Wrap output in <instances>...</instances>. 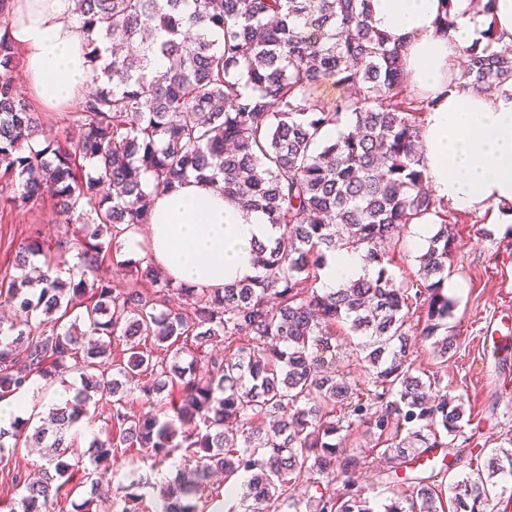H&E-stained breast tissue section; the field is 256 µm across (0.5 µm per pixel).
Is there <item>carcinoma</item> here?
I'll list each match as a JSON object with an SVG mask.
<instances>
[{
    "instance_id": "carcinoma-1",
    "label": "carcinoma",
    "mask_w": 512,
    "mask_h": 512,
    "mask_svg": "<svg viewBox=\"0 0 512 512\" xmlns=\"http://www.w3.org/2000/svg\"><path fill=\"white\" fill-rule=\"evenodd\" d=\"M369 0H73L90 87L59 137L13 81L15 45L0 29V203L25 207L49 197L78 212V233L46 251L32 238L20 275L0 279V398L70 372L81 386L38 420L0 427L5 448L32 446L46 462L31 481L17 470L19 502L0 512H66L61 491L72 426L105 413L107 431L86 453L78 512L108 500L140 499L110 488L100 463L136 450L162 466L182 461L141 512H487L512 480V436L485 472L446 481L465 399L418 363L411 339L432 341V359L455 349L445 292L453 239L448 211L424 189L422 114L433 100L408 90L401 50L373 28ZM220 29V38L210 30ZM481 51H465L452 78L476 91L512 88V51H496L494 26ZM329 79L347 94L307 107ZM348 119L336 139L326 131ZM193 174L222 185L224 198L260 210L277 228L254 244L258 274L222 290L175 284L150 264L152 290L98 275L124 258L123 234L148 223L153 196ZM440 219L416 270L389 271L400 233ZM358 254L374 274L326 290V253ZM45 271L26 272L29 256ZM72 259H67V256ZM82 312L70 325V313ZM44 315L38 324L36 314ZM417 322H412V318ZM360 337L352 354L363 379L336 370V327ZM224 343V352L203 348ZM191 357L183 365L182 356ZM139 394L147 411L130 414ZM365 426L385 476L406 493L379 506L350 489L368 455L336 439Z\"/></svg>"
}]
</instances>
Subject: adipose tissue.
<instances>
[{
    "instance_id": "ef3b65f1",
    "label": "adipose tissue",
    "mask_w": 512,
    "mask_h": 512,
    "mask_svg": "<svg viewBox=\"0 0 512 512\" xmlns=\"http://www.w3.org/2000/svg\"><path fill=\"white\" fill-rule=\"evenodd\" d=\"M369 10L388 44L401 46L410 84L433 100L424 116L423 156L434 196L512 223V89L480 94L448 84L463 51L484 45L487 25H495L499 46H512V0H494L488 14L473 0H369ZM446 13L454 20L448 30L440 25ZM9 18L39 104L53 110L70 102L87 84L88 65L69 0H13ZM274 235L263 213L243 210L191 178L156 195L143 237L150 260L174 283L199 289L253 278V245ZM143 237L128 234V248L138 250ZM364 273L359 255L330 252L319 283L333 288Z\"/></svg>"
}]
</instances>
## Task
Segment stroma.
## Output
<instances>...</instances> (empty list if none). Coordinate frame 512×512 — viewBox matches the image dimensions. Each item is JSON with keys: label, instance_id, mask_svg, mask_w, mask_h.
Here are the masks:
<instances>
[{"label": "stroma", "instance_id": "1", "mask_svg": "<svg viewBox=\"0 0 512 512\" xmlns=\"http://www.w3.org/2000/svg\"><path fill=\"white\" fill-rule=\"evenodd\" d=\"M455 240L448 294L458 306L448 325L457 349L438 371L449 395H463L472 412L453 446L458 471L483 469L484 452L512 434V351L489 350L483 332L489 322L512 328V223L492 224L486 216L449 208ZM78 231L76 219L56 213L51 200L26 208L0 206V277L15 274L19 245L33 237L50 242L63 230Z\"/></svg>", "mask_w": 512, "mask_h": 512}]
</instances>
